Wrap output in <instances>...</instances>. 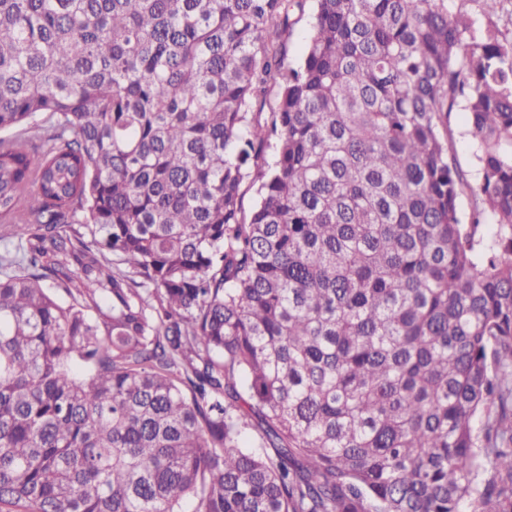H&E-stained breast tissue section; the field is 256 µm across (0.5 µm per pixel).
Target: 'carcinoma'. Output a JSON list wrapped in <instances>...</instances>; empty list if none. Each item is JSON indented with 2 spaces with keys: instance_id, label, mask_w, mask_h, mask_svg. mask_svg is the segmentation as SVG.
Returning a JSON list of instances; mask_svg holds the SVG:
<instances>
[{
  "instance_id": "carcinoma-1",
  "label": "carcinoma",
  "mask_w": 512,
  "mask_h": 512,
  "mask_svg": "<svg viewBox=\"0 0 512 512\" xmlns=\"http://www.w3.org/2000/svg\"><path fill=\"white\" fill-rule=\"evenodd\" d=\"M306 2L0 0V512H512L505 0ZM296 23L293 25L292 33L288 39V55L286 62L290 65H296L305 50L309 36L312 33L313 24V2H306L305 10L301 14L295 12L292 17ZM453 129L457 160L461 167L469 173L471 180L474 181L477 178L474 158V141L466 132V128L464 127L461 119H456Z\"/></svg>"
}]
</instances>
